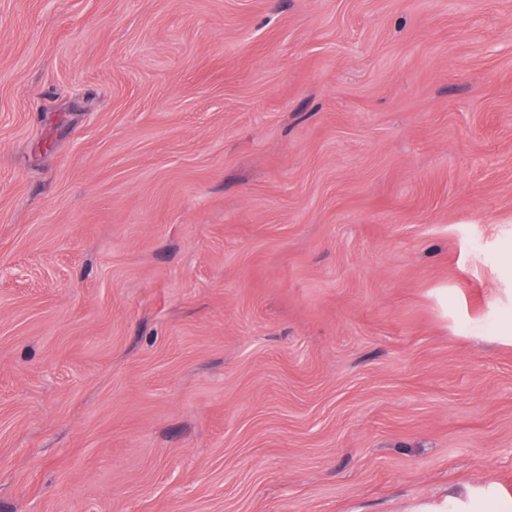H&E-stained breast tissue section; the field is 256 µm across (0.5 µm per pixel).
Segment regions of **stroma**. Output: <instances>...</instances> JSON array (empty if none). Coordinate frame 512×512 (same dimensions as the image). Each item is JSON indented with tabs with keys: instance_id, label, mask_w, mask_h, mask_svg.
Wrapping results in <instances>:
<instances>
[{
	"instance_id": "35a3bbf8",
	"label": "stroma",
	"mask_w": 512,
	"mask_h": 512,
	"mask_svg": "<svg viewBox=\"0 0 512 512\" xmlns=\"http://www.w3.org/2000/svg\"><path fill=\"white\" fill-rule=\"evenodd\" d=\"M505 484L512 0H0V512Z\"/></svg>"
}]
</instances>
